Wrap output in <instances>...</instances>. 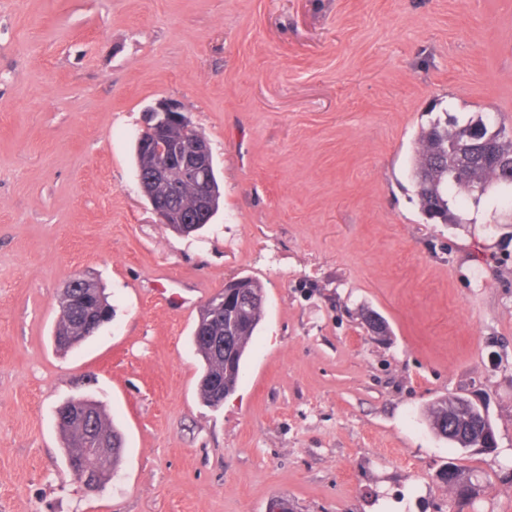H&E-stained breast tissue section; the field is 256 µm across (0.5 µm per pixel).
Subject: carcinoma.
Here are the masks:
<instances>
[{
  "mask_svg": "<svg viewBox=\"0 0 512 512\" xmlns=\"http://www.w3.org/2000/svg\"><path fill=\"white\" fill-rule=\"evenodd\" d=\"M473 128H482L488 134L497 132L499 137L495 138V143L503 153H512V136L509 135L506 125L487 113H478L463 121L456 117L445 121L436 118L418 132L415 154L411 159L410 180L414 185L420 181L425 183L422 190L416 189L414 193L422 214L436 211L437 218L433 220L435 224L467 223V207H477L481 202V196L469 192L466 188V184L473 177H505L503 172L489 170V163L481 154L462 149ZM158 194L171 196L176 206L186 212L195 207V190L188 182H183L171 190L161 188ZM235 292L242 301L226 306L216 295L202 307L197 319L199 324L213 323L215 334L227 337L224 348L217 350L206 341L192 339L203 369L204 381L200 382L199 396L202 402L211 408L217 407V404L213 401L212 389L205 379L213 378L219 381L226 395L236 388L247 349L263 317V290L258 281L244 276ZM94 305L97 311L105 315V321L112 319V304L101 287L94 290ZM74 325L73 313L63 307L60 308L55 335H74ZM66 408L68 405H61L57 416L61 417L64 455L69 459L76 449L86 448L88 444L85 425L65 418ZM92 413L96 429L108 432L116 439H122L121 433L95 401L92 402ZM426 418L435 434L441 435L448 421L446 400L434 402L428 408ZM119 457L118 453L106 457H87L83 465L99 468L106 474L117 467Z\"/></svg>",
  "mask_w": 512,
  "mask_h": 512,
  "instance_id": "1",
  "label": "carcinoma"
}]
</instances>
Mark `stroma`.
Masks as SVG:
<instances>
[{
	"label": "stroma",
	"mask_w": 512,
	"mask_h": 512,
	"mask_svg": "<svg viewBox=\"0 0 512 512\" xmlns=\"http://www.w3.org/2000/svg\"><path fill=\"white\" fill-rule=\"evenodd\" d=\"M161 99L220 185L190 235L136 180ZM478 112L512 127V0H0V512H448L451 461L469 512H512V211L427 223L409 175L422 126ZM79 275L114 314L63 352ZM243 276L264 317L214 409L192 331ZM451 395L494 452L430 429ZM81 396L124 438L98 491L62 451Z\"/></svg>",
	"instance_id": "35a3bbf8"
}]
</instances>
